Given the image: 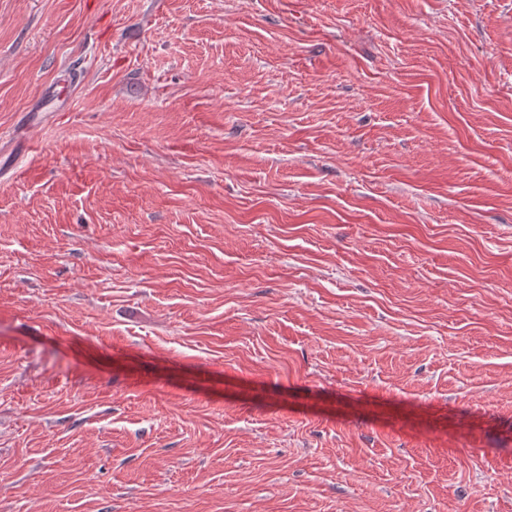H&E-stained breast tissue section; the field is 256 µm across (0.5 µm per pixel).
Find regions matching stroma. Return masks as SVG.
I'll use <instances>...</instances> for the list:
<instances>
[{
    "instance_id": "1",
    "label": "stroma",
    "mask_w": 512,
    "mask_h": 512,
    "mask_svg": "<svg viewBox=\"0 0 512 512\" xmlns=\"http://www.w3.org/2000/svg\"><path fill=\"white\" fill-rule=\"evenodd\" d=\"M0 512H512V0H0Z\"/></svg>"
}]
</instances>
